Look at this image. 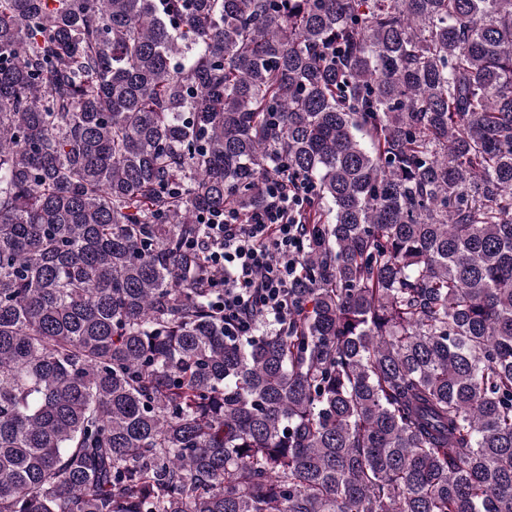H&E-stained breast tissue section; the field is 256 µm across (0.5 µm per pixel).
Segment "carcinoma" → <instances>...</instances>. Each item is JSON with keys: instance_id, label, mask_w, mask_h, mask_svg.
Listing matches in <instances>:
<instances>
[{"instance_id": "obj_1", "label": "carcinoma", "mask_w": 512, "mask_h": 512, "mask_svg": "<svg viewBox=\"0 0 512 512\" xmlns=\"http://www.w3.org/2000/svg\"><path fill=\"white\" fill-rule=\"evenodd\" d=\"M0 512H512V0H0ZM271 182L265 202L242 220L235 209L201 217L202 238L191 248L212 271L210 288H219L213 306L224 318L227 336L256 335L261 319L282 320L294 304L298 259L307 231L299 218L307 183Z\"/></svg>"}]
</instances>
